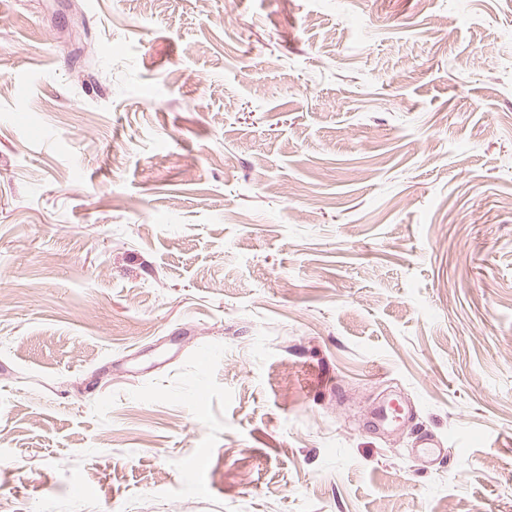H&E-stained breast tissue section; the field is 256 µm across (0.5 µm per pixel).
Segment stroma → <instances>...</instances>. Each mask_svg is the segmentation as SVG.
Returning <instances> with one entry per match:
<instances>
[{
	"instance_id": "1",
	"label": "stroma",
	"mask_w": 512,
	"mask_h": 512,
	"mask_svg": "<svg viewBox=\"0 0 512 512\" xmlns=\"http://www.w3.org/2000/svg\"><path fill=\"white\" fill-rule=\"evenodd\" d=\"M511 199L512 0H0V512H512Z\"/></svg>"
}]
</instances>
